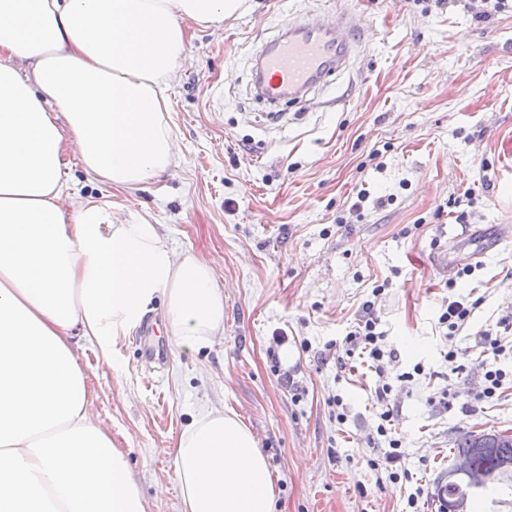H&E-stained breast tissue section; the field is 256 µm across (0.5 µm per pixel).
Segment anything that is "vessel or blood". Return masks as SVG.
Segmentation results:
<instances>
[{
  "label": "vessel or blood",
  "instance_id": "obj_1",
  "mask_svg": "<svg viewBox=\"0 0 512 512\" xmlns=\"http://www.w3.org/2000/svg\"><path fill=\"white\" fill-rule=\"evenodd\" d=\"M351 12L336 10L289 24L258 53L254 80L270 102L299 100L344 71L358 44Z\"/></svg>",
  "mask_w": 512,
  "mask_h": 512
}]
</instances>
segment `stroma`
I'll return each mask as SVG.
<instances>
[{
  "label": "stroma",
  "instance_id": "stroma-1",
  "mask_svg": "<svg viewBox=\"0 0 512 512\" xmlns=\"http://www.w3.org/2000/svg\"><path fill=\"white\" fill-rule=\"evenodd\" d=\"M336 9L359 28L350 67L305 102L270 107L252 85L260 49L289 21ZM188 32L165 91L176 165L119 190L68 154L63 178L69 194L115 217H147L170 251L221 257L224 335L188 352L140 326L111 362L86 350L95 411L127 453L148 512H180L167 449L195 414L222 404L257 435L277 479L276 512H406L413 492L419 512H437L455 440L512 433V388L471 403L492 355L487 337L512 316V0L484 19L460 0H246L222 26ZM474 185L483 192L457 223L449 202ZM470 256L472 275L451 272ZM461 299L479 306L445 337L440 311ZM369 300L397 354L391 373L425 371L390 395L406 484L377 482L368 469L384 453L368 443L375 379L361 359L342 357ZM453 363L463 375L450 374ZM285 369L298 391L282 384ZM444 386L457 394L448 411L429 401Z\"/></svg>",
  "mask_w": 512,
  "mask_h": 512
}]
</instances>
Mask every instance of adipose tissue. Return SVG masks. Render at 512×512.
Masks as SVG:
<instances>
[{
    "instance_id": "ef3b65f1",
    "label": "adipose tissue",
    "mask_w": 512,
    "mask_h": 512,
    "mask_svg": "<svg viewBox=\"0 0 512 512\" xmlns=\"http://www.w3.org/2000/svg\"><path fill=\"white\" fill-rule=\"evenodd\" d=\"M244 0H0V512H147L92 409L85 347L102 361L161 303L169 344L224 334L216 261L166 248L147 218L64 206L65 153L134 190L177 157L164 90L187 22ZM181 512H275L252 429L229 407L193 416L170 450Z\"/></svg>"
}]
</instances>
